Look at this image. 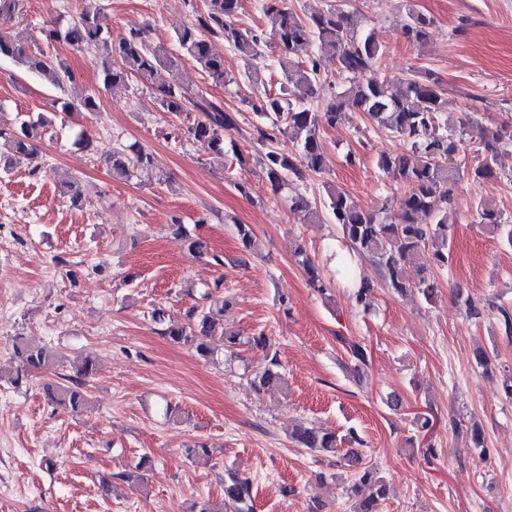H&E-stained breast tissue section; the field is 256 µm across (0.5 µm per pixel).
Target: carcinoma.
Here are the masks:
<instances>
[{"instance_id":"obj_1","label":"carcinoma","mask_w":512,"mask_h":512,"mask_svg":"<svg viewBox=\"0 0 512 512\" xmlns=\"http://www.w3.org/2000/svg\"><path fill=\"white\" fill-rule=\"evenodd\" d=\"M240 9L241 0H206L204 10L195 12L192 21L176 32L175 41L212 83L250 90L244 102L256 117L252 124L254 140L262 145L272 143L281 129L288 130L293 140L289 152L269 150L262 157V171L273 192L283 198L299 223H320L318 208L311 206L300 186L308 174L323 172L321 130L336 126L348 109L363 113L371 124L387 130L405 145L404 152L382 153L377 160L383 176L404 186L401 210L396 215L384 208L363 210L347 192L328 185L323 208L338 226L346 246L372 258L387 288L400 295L416 291L431 299L436 284L432 268L448 267L452 243L448 202L461 179L459 158L466 151L465 144L473 138L478 144L470 177L503 178L512 183V174H504L498 168L500 153L512 146V132L504 125H483L469 114L459 127H448V120L443 118L444 91L438 78L429 70L408 78L383 75L380 69L383 45L375 29L360 27L359 18L352 12L331 5L325 10L300 15L286 6L285 0H263L262 11L267 20V29L263 30L240 23ZM432 25L431 17L411 5L402 35L409 45L421 46L427 41ZM148 32L147 26L134 27L116 43L104 31L100 10L88 7L65 24L52 23L44 30V36L49 44L62 43L75 52L93 54L106 87L130 77L149 86L158 69L168 70L172 80L159 87L161 109L168 113H197L198 118L187 127L189 136L212 154L223 156L230 152L238 162H245L235 141L225 139L226 132L238 129L236 116L224 111L221 102L182 85L175 78L178 57L152 45ZM211 36L223 39L239 54L245 64L243 74L231 76L225 72L224 57L213 52ZM307 42L316 43V56L303 62L294 60L297 47ZM26 43L23 33L0 29V58L25 65L28 71L60 90L76 84L77 77L70 65L38 46L28 48ZM268 49L277 51L283 72V82L276 93L258 92L262 84L261 63ZM334 72L344 81L331 85L330 98L319 106L317 87ZM72 109L96 112V93L82 95L75 104H62V110ZM42 124L43 120L34 121L28 114L0 122V141L13 154L9 162L17 163L19 157L29 154L36 127ZM108 166L112 178L119 180L155 168L152 153L136 145L112 151ZM475 223L512 247V218L495 204L479 203L475 207ZM169 229L188 252L204 255L201 240L185 225L171 224ZM426 253L431 255L429 265L423 262ZM296 261L312 287L321 292L327 288L319 265L305 250H297ZM409 267L416 269L417 279L409 278ZM336 275L351 283L356 302L365 305L371 293L369 283L357 279L344 261L336 267ZM229 304L228 299L208 290L201 295V301L188 308L186 324H165L159 307L153 310L152 320L158 325L157 334L174 343L193 344L204 357L212 354L207 341L214 336L224 340V351L234 358L243 347L267 351L266 364L251 375L250 384L258 391L282 389L285 376L278 354L270 352L271 338L262 332L243 336L224 330V308ZM465 304L471 317H479L485 311L497 315L504 334L512 336V310L494 302L479 305L469 298ZM344 344L355 366L368 365L365 343L349 339ZM14 351L26 372L57 368L58 356L46 346L19 339ZM92 373L93 362L87 358L76 377L46 386L50 400L75 412L84 409L88 404L84 385ZM290 438L301 448L332 455L339 453L341 446L349 445L342 460L353 469V480L346 489L352 512H376L380 501L387 498L385 478L376 468L363 465L360 451L354 448L359 441L354 431L339 435L334 430L300 422L290 432ZM143 468L144 464L140 463L116 474V478L140 489L147 481ZM223 481L224 499L197 502L192 512H252L251 480L228 468L224 470Z\"/></svg>"}]
</instances>
